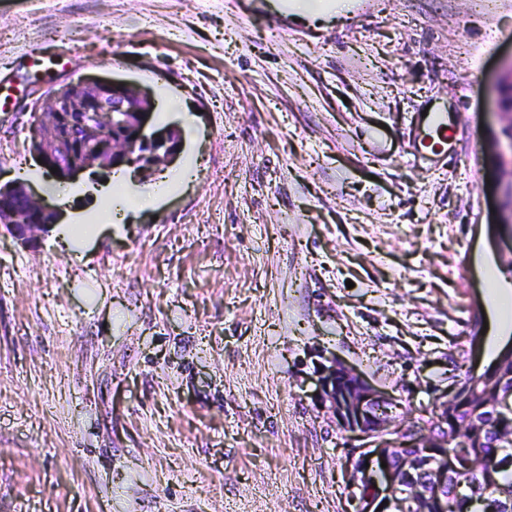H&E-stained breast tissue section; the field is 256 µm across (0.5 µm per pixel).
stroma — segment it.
<instances>
[{"instance_id":"obj_1","label":"stroma","mask_w":512,"mask_h":512,"mask_svg":"<svg viewBox=\"0 0 512 512\" xmlns=\"http://www.w3.org/2000/svg\"><path fill=\"white\" fill-rule=\"evenodd\" d=\"M271 2L0 0V185L45 194L31 111L70 80L195 131L127 186L194 179L81 249L0 230V512H357L322 360L404 425L512 344L481 335L489 271L512 280V0ZM432 103L450 148L419 163ZM507 97V104L509 109L512 110V62H511V72H510V82L507 86L502 89L499 93L498 99V108L501 114L508 117V124L503 128V134L506 137V145L501 149L499 158L504 164H510L512 167V111L506 110L508 112H503L504 107V98Z\"/></svg>"}]
</instances>
